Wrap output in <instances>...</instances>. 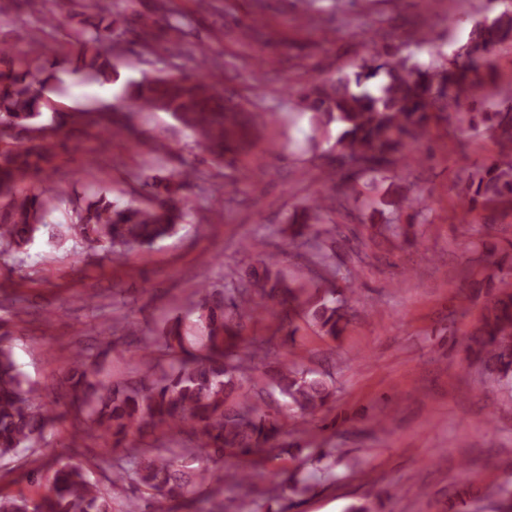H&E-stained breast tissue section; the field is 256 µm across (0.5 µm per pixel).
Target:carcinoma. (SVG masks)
<instances>
[{
  "instance_id": "obj_1",
  "label": "carcinoma",
  "mask_w": 512,
  "mask_h": 512,
  "mask_svg": "<svg viewBox=\"0 0 512 512\" xmlns=\"http://www.w3.org/2000/svg\"><path fill=\"white\" fill-rule=\"evenodd\" d=\"M112 0H87L94 12L69 34L75 52L73 73L118 80L114 64L122 43L114 25L131 22L137 44L150 54L181 58L182 40L189 20L175 0H158L156 17L137 14L130 19L107 20ZM512 42V8L478 21L468 40L448 60L426 65L413 56L374 48L356 70L334 80L312 79L304 87L303 109L311 113L313 130L336 124L339 132L325 178L345 182L360 172L381 173L397 163L405 167L422 162L411 146L432 123L444 122L455 132L465 126H483L497 141L499 151L482 167L457 178L456 197L472 213L512 200V104L479 102L476 94L495 77L493 55ZM210 47L185 58L176 71L153 79L128 81L115 111L96 119L83 111L72 123L97 127V135L131 131L126 114L140 110L169 113L190 130L199 146L220 159L248 143L244 117L247 103L228 86L232 77L210 65ZM53 79L42 58L40 42L16 53L0 45V255L18 257L35 236L48 232L57 243L72 240L105 254H116L135 244H151L173 234L189 215L184 190L198 178L195 168L170 169L163 194L119 207L98 195L88 199L49 185L46 175L59 159L58 130L47 133L38 123L49 106L45 91ZM167 144L156 141L147 162L161 164ZM69 206V224H53L49 216L57 205ZM409 210L410 223L425 224L428 209L421 198L400 194L383 199L373 214L389 211L401 222ZM336 211V194L315 197L287 216L293 240L313 248L314 264L324 271L320 295H304L303 288L263 266L246 282L229 288L206 283L197 286L200 334L191 340L182 320L165 321L160 333L142 346L148 356L169 357L167 367L150 369L132 384L112 383L100 370L87 367L88 356L73 353L65 374L71 406L83 414L89 427L112 438V447L127 448L132 438L160 433L162 442L134 447L126 458H101V468L112 471V486L134 484L147 495V507L127 501L125 512H160L161 499L200 493L203 484L224 481L237 488L251 484L253 470L280 447L282 423L274 407L279 394L303 422L313 421L328 404L333 391L324 375L296 359L276 362L268 380L254 375L255 362L275 351L274 337L239 343L246 322L258 319L264 302L288 305L284 319L302 318L324 336L341 335L348 323L346 294L355 293L352 271L336 283V270L327 263L320 243L321 225ZM463 278L473 295H488L480 324L467 347L490 379L512 382V254L490 252L474 260ZM60 414L47 407L41 390L19 368L12 348L0 334V458L19 449L50 450L47 431ZM241 464L224 473V454ZM0 512H112V499L90 480L80 465L65 464L54 471L47 491L38 499L0 494Z\"/></svg>"
}]
</instances>
